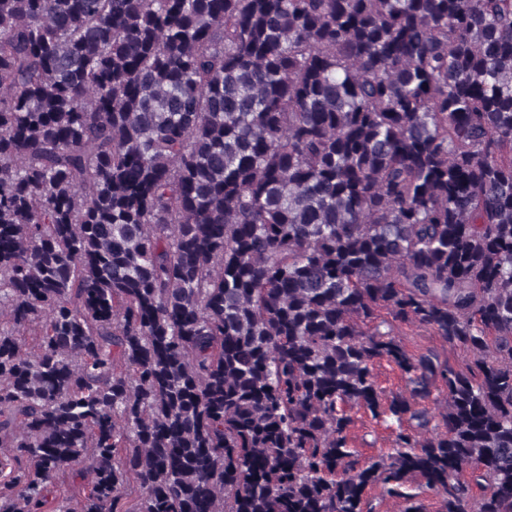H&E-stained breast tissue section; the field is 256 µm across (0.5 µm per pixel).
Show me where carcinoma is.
Instances as JSON below:
<instances>
[{
	"label": "carcinoma",
	"mask_w": 512,
	"mask_h": 512,
	"mask_svg": "<svg viewBox=\"0 0 512 512\" xmlns=\"http://www.w3.org/2000/svg\"><path fill=\"white\" fill-rule=\"evenodd\" d=\"M434 388L357 466L353 412ZM412 477L512 512V0H0V512H422ZM387 311H381V316L392 323L393 335L405 346L410 353H422L427 349L436 350L441 360L448 362L458 370L466 371L472 365V353L462 345H450L436 336H430L423 329L412 324L393 321ZM373 375L383 397L390 399L395 395L409 397L410 385L407 377L392 362L380 360L373 366Z\"/></svg>",
	"instance_id": "cac0c4a2"
}]
</instances>
